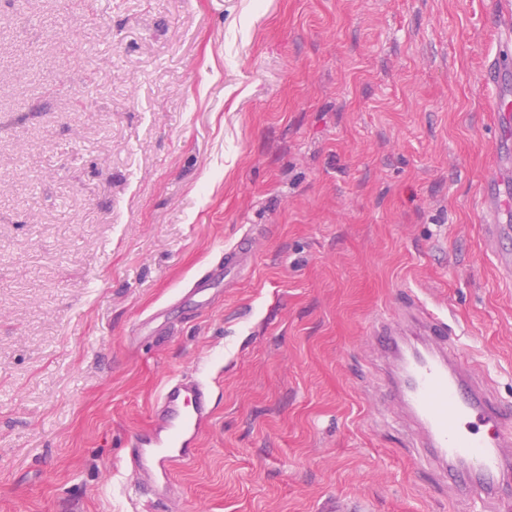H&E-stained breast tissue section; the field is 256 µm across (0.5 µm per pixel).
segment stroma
Masks as SVG:
<instances>
[{"instance_id": "obj_1", "label": "stroma", "mask_w": 512, "mask_h": 512, "mask_svg": "<svg viewBox=\"0 0 512 512\" xmlns=\"http://www.w3.org/2000/svg\"><path fill=\"white\" fill-rule=\"evenodd\" d=\"M511 7L0 0V512H140L128 441L181 375L213 415L178 512H453L368 327L419 294L512 402L478 211ZM252 241L249 234L243 235L237 243L224 250V262H219L215 267L204 273L186 287L183 300H204L210 290L224 280V274L229 275L233 271H247L251 268Z\"/></svg>"}]
</instances>
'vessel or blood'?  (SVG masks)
I'll return each mask as SVG.
<instances>
[{
	"mask_svg": "<svg viewBox=\"0 0 512 512\" xmlns=\"http://www.w3.org/2000/svg\"><path fill=\"white\" fill-rule=\"evenodd\" d=\"M493 94L487 103L498 116L496 143L512 141V66L490 61L483 72ZM512 186L488 175L480 203V218L488 234L498 269L512 284V250L504 248L512 226ZM252 241L242 236L226 249L223 263L196 279L185 299H205L224 275L251 267ZM387 381V398L415 429L413 445L418 464L440 469L457 493L456 500L480 502L485 512H507L500 495L512 483V407L495 394L489 372L474 373L464 365L463 343L447 317L417 294H407L395 317H380L369 328ZM212 394L199 379H170L153 409V422L135 432L125 461L147 474L157 501L167 498L163 487L175 464L191 461L199 437L212 415Z\"/></svg>",
	"mask_w": 512,
	"mask_h": 512,
	"instance_id": "obj_1",
	"label": "vessel or blood"
}]
</instances>
